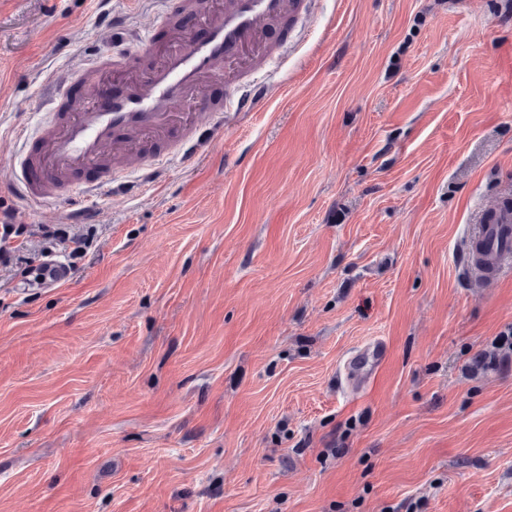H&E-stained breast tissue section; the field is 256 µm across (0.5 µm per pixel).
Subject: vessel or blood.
<instances>
[{"mask_svg": "<svg viewBox=\"0 0 512 512\" xmlns=\"http://www.w3.org/2000/svg\"><path fill=\"white\" fill-rule=\"evenodd\" d=\"M312 0H177L179 11L201 22V35L169 28L165 43L142 33L129 35L115 16L106 26L111 40L134 39L123 63L112 53L89 60L80 75L88 80L86 99L70 107L71 83L49 76L48 105L61 113L59 125L34 137L23 134V152L14 160L13 188L31 201L54 199L57 186L76 188L92 197L102 189H123L124 175L150 177L173 153L193 158L207 148L224 125L228 112L256 110L262 102V75L282 58L289 26L305 19ZM251 75L254 93L213 106L204 97L215 82H238ZM473 242L491 262L482 266L490 278L512 271V199L481 210ZM378 341L348 360L351 376L372 375L387 357Z\"/></svg>", "mask_w": 512, "mask_h": 512, "instance_id": "vessel-or-blood-1", "label": "vessel or blood"}]
</instances>
